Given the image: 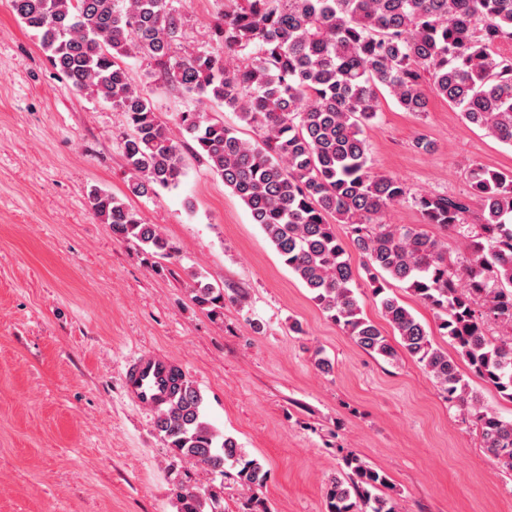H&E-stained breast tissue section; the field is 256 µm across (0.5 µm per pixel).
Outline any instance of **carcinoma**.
Here are the masks:
<instances>
[{"label": "carcinoma", "mask_w": 512, "mask_h": 512, "mask_svg": "<svg viewBox=\"0 0 512 512\" xmlns=\"http://www.w3.org/2000/svg\"><path fill=\"white\" fill-rule=\"evenodd\" d=\"M214 34L224 56L179 52L182 17L173 0H11L12 12L38 39L73 94L123 112L130 126L122 153L128 191L145 196L176 185L183 148L205 161L249 210L312 300L365 352L388 362L399 353L433 378L444 398L466 411L499 468L512 472V422L484 409L458 361L512 402V171L474 163L468 195L413 197L424 223L443 237L382 218L406 199L397 177L370 164L364 130L380 112L385 90L406 112L427 111L429 94L459 109L464 122L512 147V58L495 52L512 40V0H229ZM146 56L162 86L236 114L256 139L240 136L194 108L179 113L180 135L160 120L151 90L127 60ZM479 204L470 224V200ZM91 210L112 233L134 239L151 259L173 247L122 199L100 188ZM347 229L349 242L336 232ZM461 238L460 262L448 234ZM361 257L372 296L400 337L395 348L364 316L354 295L348 247ZM406 285L430 308L456 356L434 345L391 292ZM194 302L224 310V289L197 282ZM172 399L157 429L174 455L222 472L238 468L251 490L264 465L205 420L203 398L172 373ZM326 491V512H398L388 475L358 455ZM179 512H223L222 491L179 488Z\"/></svg>", "instance_id": "carcinoma-1"}]
</instances>
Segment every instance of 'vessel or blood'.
<instances>
[{"label": "vessel or blood", "instance_id": "obj_1", "mask_svg": "<svg viewBox=\"0 0 512 512\" xmlns=\"http://www.w3.org/2000/svg\"><path fill=\"white\" fill-rule=\"evenodd\" d=\"M170 364L166 357L136 353L127 364V389L133 402L144 409L158 410L169 396Z\"/></svg>", "mask_w": 512, "mask_h": 512}]
</instances>
